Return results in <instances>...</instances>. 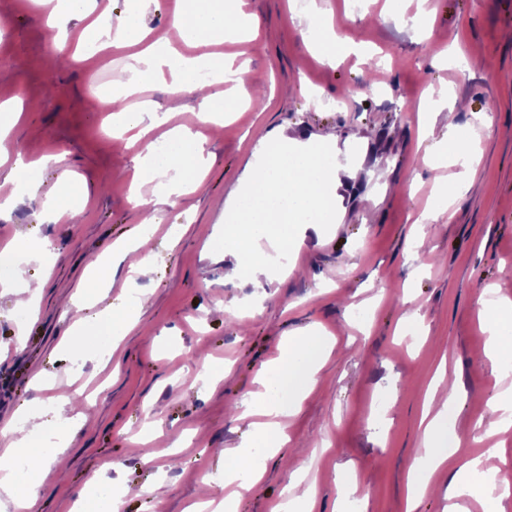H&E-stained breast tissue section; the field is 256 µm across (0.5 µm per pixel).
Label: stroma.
Listing matches in <instances>:
<instances>
[{"mask_svg": "<svg viewBox=\"0 0 512 512\" xmlns=\"http://www.w3.org/2000/svg\"><path fill=\"white\" fill-rule=\"evenodd\" d=\"M172 0H79L64 31L43 26L32 0H0V103L16 101L21 117L15 151L0 163V195H15L0 216V248L17 235L46 241L44 260L12 257L24 278L51 267L35 323L19 322L25 297L0 292V427L22 413L51 417L65 400L84 421L64 456L66 470L39 461L37 512H73L89 488L109 512L115 488L149 487L126 498L125 512H185L210 487L235 512H273L299 460H309L317 491L308 512H336L337 481L356 474L367 499L355 512H405L409 466L421 444L423 404L438 367L444 388L463 397L448 411L467 453L482 451L487 401L512 388V368L494 373L484 350L478 299H512V0H241L258 17L255 39L220 49L246 64L266 109L225 115L223 127L200 125L199 104L158 83L140 93L162 101L169 119L147 135L166 141L181 129L203 138L202 185L175 206H135L130 199L140 146L106 131L117 70L112 49H80L89 16L110 28L137 13L151 38L171 24ZM332 19L349 49L322 62L301 34L314 13ZM422 14L429 35L404 17ZM71 57L58 59L55 40ZM55 85L46 88V75ZM455 103L433 112L420 130L424 94ZM284 133L310 145L334 135L341 184L329 231L304 228L302 244L277 274L230 284L213 244L226 209L262 154L259 140ZM469 139L479 157L473 187L435 208L459 166L438 159L450 137ZM60 155L79 184L67 191L75 216L45 203L57 172L35 171L37 191L15 192L16 160ZM155 217L152 265L128 277L112 273L117 291L87 309L64 304L87 279L92 256L110 252L144 219ZM136 294L150 298L121 343L98 328L110 363L81 350L68 330ZM410 336L397 328L408 316ZM315 328L336 343L323 356L309 393L282 423L287 443L266 462L259 486L224 482L246 444L245 400L267 394L259 372L282 340ZM158 436L138 440L144 417Z\"/></svg>", "mask_w": 512, "mask_h": 512, "instance_id": "1", "label": "stroma"}]
</instances>
